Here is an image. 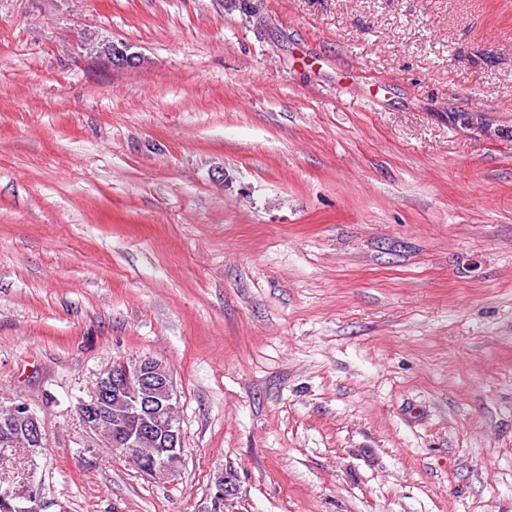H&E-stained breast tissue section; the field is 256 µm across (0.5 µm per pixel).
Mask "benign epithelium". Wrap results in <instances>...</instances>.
<instances>
[{
    "label": "benign epithelium",
    "instance_id": "benign-epithelium-1",
    "mask_svg": "<svg viewBox=\"0 0 512 512\" xmlns=\"http://www.w3.org/2000/svg\"><path fill=\"white\" fill-rule=\"evenodd\" d=\"M177 396L166 365L150 356L120 358L98 377L79 412L87 429L110 448L136 454L143 473L164 480L174 473L181 456V429L175 410ZM0 435L25 445L43 444L40 418L25 402L0 404ZM40 483L31 478L15 492H0V512H40Z\"/></svg>",
    "mask_w": 512,
    "mask_h": 512
}]
</instances>
